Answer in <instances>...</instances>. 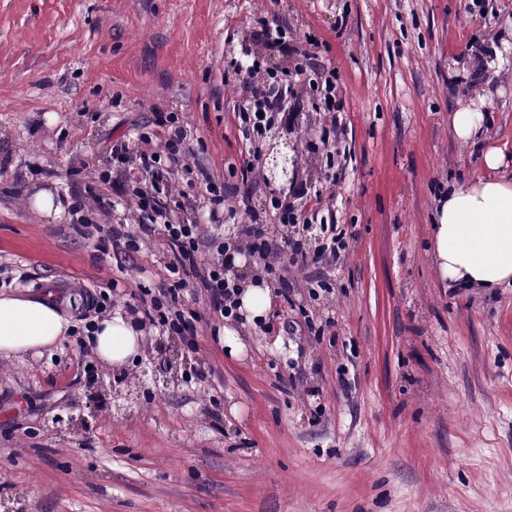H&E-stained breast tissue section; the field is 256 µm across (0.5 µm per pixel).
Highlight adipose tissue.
<instances>
[{"label": "adipose tissue", "mask_w": 512, "mask_h": 512, "mask_svg": "<svg viewBox=\"0 0 512 512\" xmlns=\"http://www.w3.org/2000/svg\"><path fill=\"white\" fill-rule=\"evenodd\" d=\"M506 163L489 148V177L449 187L434 215V247L444 279L458 288L493 289L512 284V178L495 177ZM73 326L51 295L0 293V355L21 356L58 346ZM139 334L121 315L96 321L91 344L99 361L123 367L139 350Z\"/></svg>", "instance_id": "adipose-tissue-1"}]
</instances>
